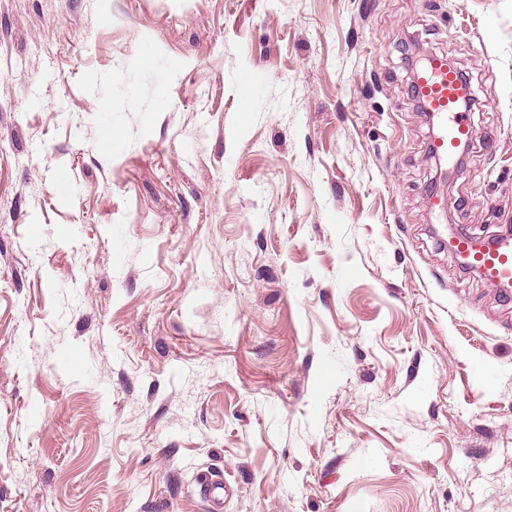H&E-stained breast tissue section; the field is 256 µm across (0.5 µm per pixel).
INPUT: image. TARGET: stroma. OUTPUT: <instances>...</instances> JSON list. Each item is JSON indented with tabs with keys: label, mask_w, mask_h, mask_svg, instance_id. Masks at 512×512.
Instances as JSON below:
<instances>
[{
	"label": "stroma",
	"mask_w": 512,
	"mask_h": 512,
	"mask_svg": "<svg viewBox=\"0 0 512 512\" xmlns=\"http://www.w3.org/2000/svg\"><path fill=\"white\" fill-rule=\"evenodd\" d=\"M506 224L512 0H0V512H512ZM434 65L427 64L416 74L419 96L436 122L433 145L441 154L453 157L459 143H473L476 131L460 111L459 92L462 78L456 70L448 68L447 61L433 58ZM456 251L466 256L467 265L489 282H512V242L503 239L495 249L475 248L473 239L465 234L456 237Z\"/></svg>",
	"instance_id": "1"
}]
</instances>
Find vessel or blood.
<instances>
[{
  "label": "vessel or blood",
  "instance_id": "obj_1",
  "mask_svg": "<svg viewBox=\"0 0 512 512\" xmlns=\"http://www.w3.org/2000/svg\"><path fill=\"white\" fill-rule=\"evenodd\" d=\"M419 96L436 122L433 145L441 154L453 156L459 143L474 142L476 132L459 108L462 78L447 61L426 65L416 74ZM456 251L465 255L467 264L487 281L512 282V241L502 240L496 248H475L471 237L458 235Z\"/></svg>",
  "mask_w": 512,
  "mask_h": 512
}]
</instances>
